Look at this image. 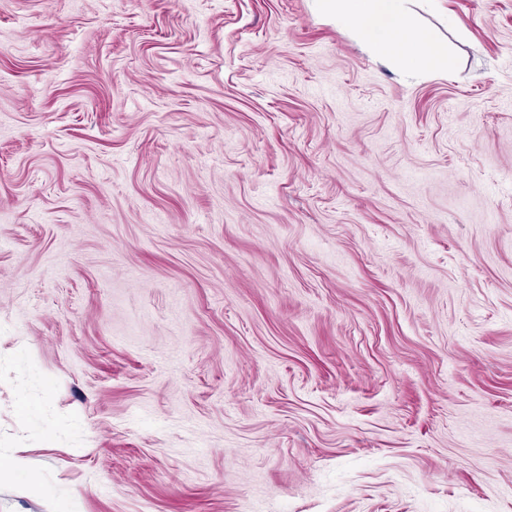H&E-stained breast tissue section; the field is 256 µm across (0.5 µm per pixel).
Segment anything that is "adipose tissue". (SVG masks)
<instances>
[{"label":"adipose tissue","instance_id":"obj_1","mask_svg":"<svg viewBox=\"0 0 512 512\" xmlns=\"http://www.w3.org/2000/svg\"><path fill=\"white\" fill-rule=\"evenodd\" d=\"M325 20L347 28L381 61L430 76L448 73V46L414 26L410 0H314Z\"/></svg>","mask_w":512,"mask_h":512}]
</instances>
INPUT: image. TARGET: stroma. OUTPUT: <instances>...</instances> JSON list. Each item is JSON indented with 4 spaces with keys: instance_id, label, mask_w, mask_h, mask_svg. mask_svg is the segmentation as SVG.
Instances as JSON below:
<instances>
[{
    "instance_id": "1",
    "label": "stroma",
    "mask_w": 512,
    "mask_h": 512,
    "mask_svg": "<svg viewBox=\"0 0 512 512\" xmlns=\"http://www.w3.org/2000/svg\"><path fill=\"white\" fill-rule=\"evenodd\" d=\"M411 9L0 0V512H512V0ZM411 0H314L329 22L342 25L381 61L428 76L448 75V45L414 26Z\"/></svg>"
}]
</instances>
